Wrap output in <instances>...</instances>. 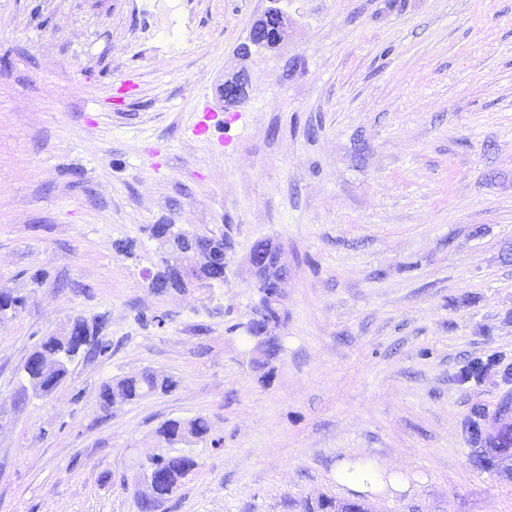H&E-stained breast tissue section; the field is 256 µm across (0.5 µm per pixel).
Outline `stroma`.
I'll list each match as a JSON object with an SVG mask.
<instances>
[{"mask_svg": "<svg viewBox=\"0 0 512 512\" xmlns=\"http://www.w3.org/2000/svg\"><path fill=\"white\" fill-rule=\"evenodd\" d=\"M266 6L0 0V291L23 300L0 315V512H138V458L198 415L212 441L178 445L198 466L160 512H512L469 433L477 409L483 441L512 427V0H292L287 40L250 47ZM156 224L225 235V282L150 288ZM260 239L289 273L266 374ZM99 316L111 356L35 395L36 344ZM146 368L178 387L101 405ZM363 457L410 491L338 484ZM271 318L275 320L276 325L280 321V315L276 313H271ZM276 325L266 321L262 309H256L255 317L250 319L248 327L252 331L249 335L258 349L264 350L267 348L271 336H275L274 329Z\"/></svg>", "mask_w": 512, "mask_h": 512, "instance_id": "1", "label": "stroma"}]
</instances>
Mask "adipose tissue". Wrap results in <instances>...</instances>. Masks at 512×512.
<instances>
[{
  "label": "adipose tissue",
  "mask_w": 512,
  "mask_h": 512,
  "mask_svg": "<svg viewBox=\"0 0 512 512\" xmlns=\"http://www.w3.org/2000/svg\"><path fill=\"white\" fill-rule=\"evenodd\" d=\"M336 480L353 492L381 498L404 493L410 489L402 473L367 459L352 462L344 460L337 463Z\"/></svg>",
  "instance_id": "obj_1"
}]
</instances>
